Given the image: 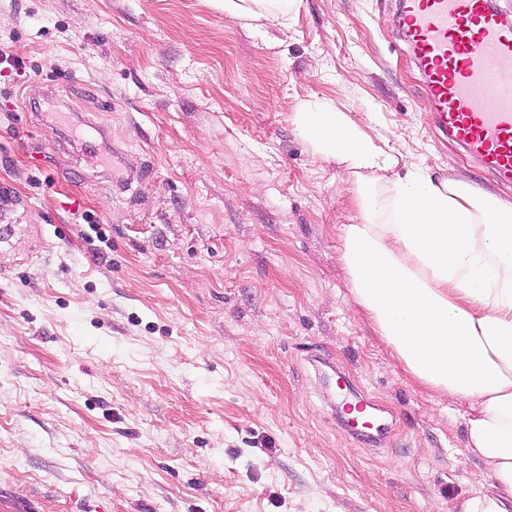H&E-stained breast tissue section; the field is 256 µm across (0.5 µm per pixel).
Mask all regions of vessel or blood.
Segmentation results:
<instances>
[{
	"label": "vessel or blood",
	"mask_w": 512,
	"mask_h": 512,
	"mask_svg": "<svg viewBox=\"0 0 512 512\" xmlns=\"http://www.w3.org/2000/svg\"><path fill=\"white\" fill-rule=\"evenodd\" d=\"M405 42L419 64L425 116L436 131L512 182V10L499 0H399ZM336 395L346 436L389 439L368 401Z\"/></svg>",
	"instance_id": "vessel-or-blood-1"
}]
</instances>
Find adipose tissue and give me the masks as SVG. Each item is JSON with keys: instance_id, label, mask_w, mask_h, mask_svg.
<instances>
[{"instance_id": "ef3b65f1", "label": "adipose tissue", "mask_w": 512, "mask_h": 512, "mask_svg": "<svg viewBox=\"0 0 512 512\" xmlns=\"http://www.w3.org/2000/svg\"><path fill=\"white\" fill-rule=\"evenodd\" d=\"M301 0H224L235 17L282 22ZM301 138L354 178L358 221L343 225L341 261L355 303L423 386L470 403L467 451L493 490L456 512H507L512 502V201L396 163L330 103L301 104Z\"/></svg>"}]
</instances>
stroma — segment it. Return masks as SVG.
<instances>
[{
  "label": "stroma",
  "instance_id": "stroma-1",
  "mask_svg": "<svg viewBox=\"0 0 512 512\" xmlns=\"http://www.w3.org/2000/svg\"><path fill=\"white\" fill-rule=\"evenodd\" d=\"M397 11L0 0V512H451L490 491L471 404L422 387L356 305L353 182L291 122L333 103L393 175L512 201L426 126ZM54 112L105 130L127 183ZM329 363L394 420L384 446L337 428ZM302 0H224V13L235 17L285 22L299 9Z\"/></svg>",
  "mask_w": 512,
  "mask_h": 512
}]
</instances>
